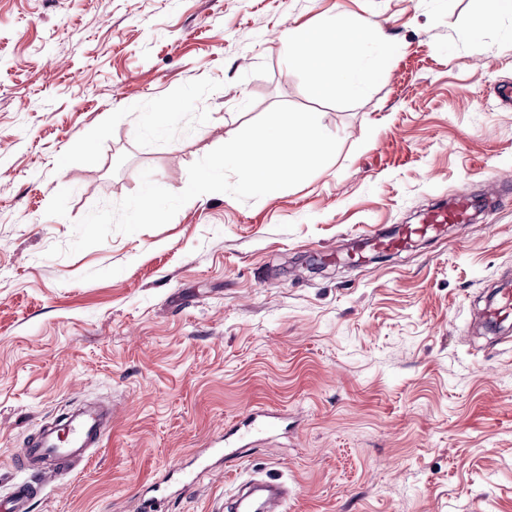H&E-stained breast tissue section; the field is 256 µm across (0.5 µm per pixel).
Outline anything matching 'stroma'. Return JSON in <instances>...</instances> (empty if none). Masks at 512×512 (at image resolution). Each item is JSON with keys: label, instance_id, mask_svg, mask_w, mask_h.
<instances>
[{"label": "stroma", "instance_id": "1", "mask_svg": "<svg viewBox=\"0 0 512 512\" xmlns=\"http://www.w3.org/2000/svg\"><path fill=\"white\" fill-rule=\"evenodd\" d=\"M485 0H0V496L25 439L105 401L102 448L31 512H224L239 481L288 512H512V17ZM367 19L387 75L322 99L283 37ZM315 110L333 160L249 202L52 257L73 225L188 168L277 104ZM91 137L87 155L75 142ZM499 175L509 190L495 193ZM478 216L352 261L362 233L451 196ZM252 410L278 431L214 456ZM195 483L183 488L185 473Z\"/></svg>", "mask_w": 512, "mask_h": 512}]
</instances>
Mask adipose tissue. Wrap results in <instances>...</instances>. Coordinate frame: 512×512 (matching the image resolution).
<instances>
[{
    "label": "adipose tissue",
    "mask_w": 512,
    "mask_h": 512,
    "mask_svg": "<svg viewBox=\"0 0 512 512\" xmlns=\"http://www.w3.org/2000/svg\"><path fill=\"white\" fill-rule=\"evenodd\" d=\"M371 37L372 26L364 21L355 26L326 22L315 29L288 31L285 39L296 65L308 73L313 94L335 98L357 96L383 79V63L365 62Z\"/></svg>",
    "instance_id": "obj_1"
}]
</instances>
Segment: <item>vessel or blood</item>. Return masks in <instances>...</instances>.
I'll return each instance as SVG.
<instances>
[{
	"label": "vessel or blood",
	"instance_id": "vessel-or-blood-1",
	"mask_svg": "<svg viewBox=\"0 0 512 512\" xmlns=\"http://www.w3.org/2000/svg\"><path fill=\"white\" fill-rule=\"evenodd\" d=\"M473 204L465 198L453 199L445 207L431 209L425 223L403 226L397 233L384 235L378 231L365 234L364 239L375 251L400 253L412 247L416 238L439 231L447 224H466L470 221ZM275 414L256 411L237 426L224 440V455H235L240 444L262 441L275 427ZM109 415L97 412H67L54 423L40 427L29 437L13 460L15 467L30 470L39 477L38 483L22 482L15 486L8 502L0 512H26L28 500L37 485L48 484L66 474L90 450L102 447ZM265 498L250 504L246 495L233 494L224 503L226 512H286L288 491L278 482L263 481Z\"/></svg>",
	"mask_w": 512,
	"mask_h": 512
}]
</instances>
